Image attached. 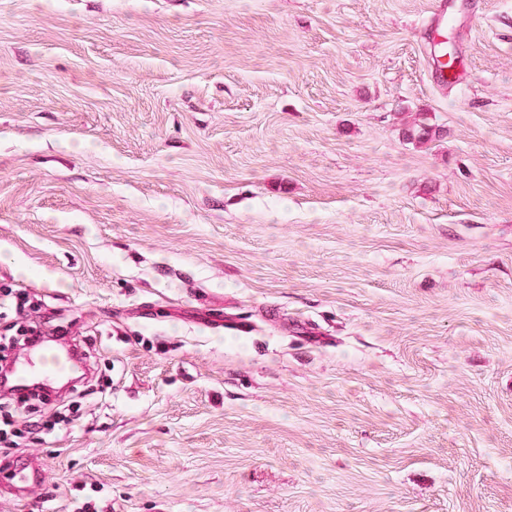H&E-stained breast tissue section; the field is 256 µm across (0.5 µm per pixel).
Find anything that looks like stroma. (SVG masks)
I'll return each mask as SVG.
<instances>
[{"instance_id":"35a3bbf8","label":"stroma","mask_w":512,"mask_h":512,"mask_svg":"<svg viewBox=\"0 0 512 512\" xmlns=\"http://www.w3.org/2000/svg\"><path fill=\"white\" fill-rule=\"evenodd\" d=\"M450 2L441 85L434 0H0V333L83 366L0 512H512V0Z\"/></svg>"}]
</instances>
